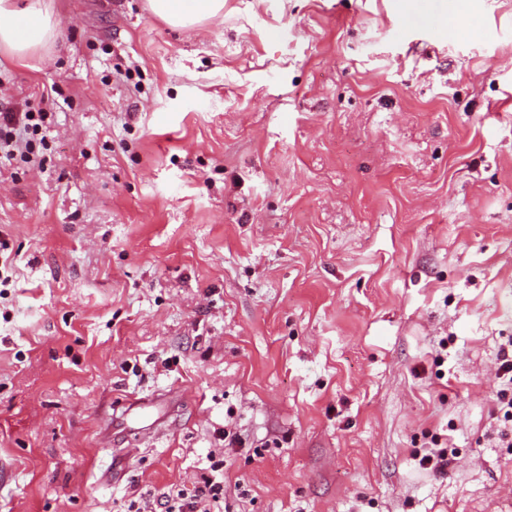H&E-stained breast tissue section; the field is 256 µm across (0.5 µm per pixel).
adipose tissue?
I'll return each mask as SVG.
<instances>
[{
    "mask_svg": "<svg viewBox=\"0 0 512 512\" xmlns=\"http://www.w3.org/2000/svg\"><path fill=\"white\" fill-rule=\"evenodd\" d=\"M150 13L171 26L195 30L224 14V0H148ZM60 20L45 0L22 8L16 0H0V52L20 66L56 44Z\"/></svg>",
    "mask_w": 512,
    "mask_h": 512,
    "instance_id": "ef3b65f1",
    "label": "adipose tissue"
}]
</instances>
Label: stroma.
<instances>
[{"label":"stroma","mask_w":512,"mask_h":512,"mask_svg":"<svg viewBox=\"0 0 512 512\" xmlns=\"http://www.w3.org/2000/svg\"><path fill=\"white\" fill-rule=\"evenodd\" d=\"M52 2L58 49L0 55V109L48 114L0 168V512L215 458L223 512H512V0ZM132 395L165 425L102 444ZM150 13L171 26L195 30L224 15V0H147ZM496 361L502 388L496 391L495 410L504 420L512 421V340L501 345ZM448 454V448H430L419 458V465L429 472L443 474L447 471L452 461Z\"/></svg>","instance_id":"1"}]
</instances>
